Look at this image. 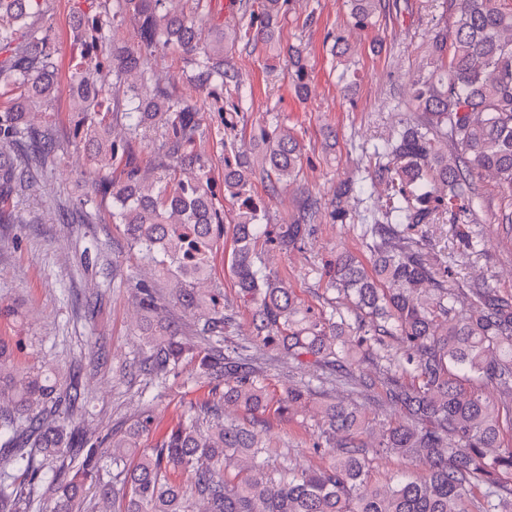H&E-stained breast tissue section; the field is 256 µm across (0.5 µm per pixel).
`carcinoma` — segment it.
Instances as JSON below:
<instances>
[{
  "instance_id": "cac0c4a2",
  "label": "carcinoma",
  "mask_w": 512,
  "mask_h": 512,
  "mask_svg": "<svg viewBox=\"0 0 512 512\" xmlns=\"http://www.w3.org/2000/svg\"><path fill=\"white\" fill-rule=\"evenodd\" d=\"M38 3L0 0V76L11 90L0 109V143L33 146L30 153L0 154L1 204L30 167L51 168L58 157L51 131L30 119L33 106L55 98L60 67L49 35L31 21ZM100 4L95 15L72 17L82 56L69 92L80 148L120 167L119 178L102 176L96 191L112 202V219L124 226L131 246L174 280L176 300L201 325L200 333L219 338L232 316L197 285L208 278L220 240L232 234L230 271L251 307L258 344L283 348L297 360L308 357L366 393L375 381L353 374L352 345L370 348L396 338L399 351L379 356L388 374L385 398L410 421L388 423L369 445L361 440L370 424L361 409L330 403L321 409L313 448L331 461L307 470L268 465L270 443L220 417L222 401L250 413L266 410L253 358L218 342L202 351L184 341L160 315L154 288L141 282L136 299L148 351L144 370L164 382L195 360L211 383L210 398L152 448L142 446L153 429L147 416L105 436L101 457L69 414L84 404L79 379L20 372L13 349L0 343V393H11L13 401L0 412V453L8 461L0 473V512H25L42 489L54 495L51 512H83L89 488L118 502V512H196L198 501L207 504L206 512H512V443L501 440L503 427L512 429V296L486 279L455 281L425 233L441 219L473 223L485 173L495 175L503 199L512 198V4L443 0L453 21L433 30L436 65L411 82L409 111L373 146L368 179L370 187H383L384 200L361 215L370 265L348 252L323 265L328 287L360 312L352 323L334 306L315 311L301 304L256 250L260 243L284 252L301 248L322 216L321 199L308 193L284 223L264 224L260 204L249 195L258 175L273 192L298 181L304 164L299 138L274 116L259 128L252 150L224 144L234 153L224 161V192L240 201L226 221L195 150L205 134L197 104L156 84L148 67L156 53L172 50L191 66L195 87L222 88L234 82L229 63L238 44L256 40L284 61L304 100L311 83L303 49L280 38L293 0H237L238 22L230 28L207 26V0H116L114 11L109 0ZM348 5L360 29L375 27L384 8L383 0ZM127 18L136 27L133 42L107 37ZM326 41L333 56L348 55L342 32L327 34ZM240 103L239 95L228 99L224 125L244 118ZM150 127L161 129L159 167L165 172L154 184L146 183L135 151L137 136ZM365 199L372 195L363 181L337 183L330 218L345 222ZM488 387L501 400H491ZM382 453L423 459L427 472L377 486L370 465ZM105 466L112 470L107 479Z\"/></svg>"
}]
</instances>
